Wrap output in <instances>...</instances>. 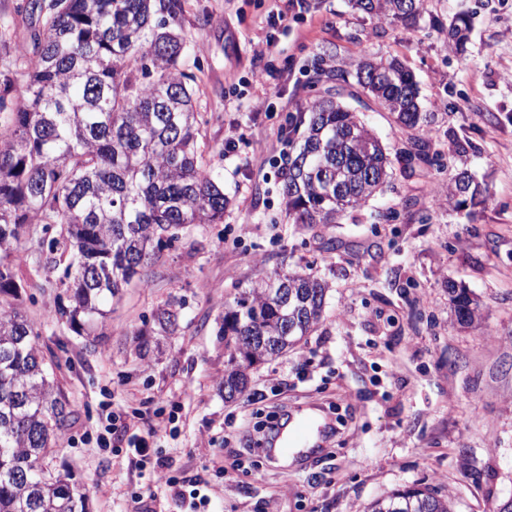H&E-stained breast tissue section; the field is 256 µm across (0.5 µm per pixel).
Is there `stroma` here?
I'll list each match as a JSON object with an SVG mask.
<instances>
[{
	"instance_id": "stroma-1",
	"label": "stroma",
	"mask_w": 512,
	"mask_h": 512,
	"mask_svg": "<svg viewBox=\"0 0 512 512\" xmlns=\"http://www.w3.org/2000/svg\"><path fill=\"white\" fill-rule=\"evenodd\" d=\"M28 2L0 0V73L18 80L40 27ZM273 8L285 16L274 26ZM462 11L471 29L459 51L446 33ZM177 30L207 119L204 159L229 199L224 221L181 229L147 282L112 302L93 349L56 313L60 273L46 269V233L33 225L13 265L29 282L38 347L74 410L47 468L70 474L89 512H191L194 490L201 512H367L413 484L451 499L453 512H498L512 500V0H424L410 29L348 0H184ZM269 39L274 52L259 55ZM393 57L419 84L431 114L422 137L439 165L405 170L410 130L350 100L389 155L391 181L336 223H289L281 132L325 94L315 69ZM263 69L269 82L253 83ZM463 167L487 189L486 204L449 201ZM282 265L330 283L322 317L306 341L251 370L246 397L227 400L224 301ZM452 283L480 302L474 324H458ZM167 302L180 317L163 333L154 315ZM308 406L341 417L320 454L271 463L241 433L243 421ZM110 410L121 418L111 447L99 448L86 435ZM149 432L155 446L141 462L127 441ZM159 462L178 492L154 487Z\"/></svg>"
}]
</instances>
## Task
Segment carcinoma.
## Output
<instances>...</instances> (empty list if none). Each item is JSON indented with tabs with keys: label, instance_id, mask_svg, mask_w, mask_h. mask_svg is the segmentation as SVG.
<instances>
[{
	"label": "carcinoma",
	"instance_id": "cac0c4a2",
	"mask_svg": "<svg viewBox=\"0 0 512 512\" xmlns=\"http://www.w3.org/2000/svg\"><path fill=\"white\" fill-rule=\"evenodd\" d=\"M371 17L413 25L423 0H349ZM42 28L26 59L25 79H0V512H88L86 494L70 475L43 463L58 446L72 407L48 371L40 331L22 303L28 283L12 259L31 224H57L53 252L69 253L57 313L69 329L89 336L106 318L102 305L155 265L174 230L224 220L228 199L221 175L204 162V116L193 105L182 67L186 45L174 26L182 0H36ZM460 16L448 37L462 43ZM327 78L335 92L290 115L288 148L296 155L282 174L288 220L334 224L360 209L390 178L389 158L346 97L365 95L407 128L429 113L413 73L396 58L366 60ZM400 159L409 168L439 158L414 142ZM458 209L482 202L468 171L448 187ZM288 282V300L271 281ZM327 281L305 271L274 269L224 303V395L247 390L248 369L280 356L309 335L322 317ZM460 324L479 304L448 284ZM159 328L176 327L167 303ZM370 512H451L427 487L396 489Z\"/></svg>",
	"mask_w": 512,
	"mask_h": 512
}]
</instances>
